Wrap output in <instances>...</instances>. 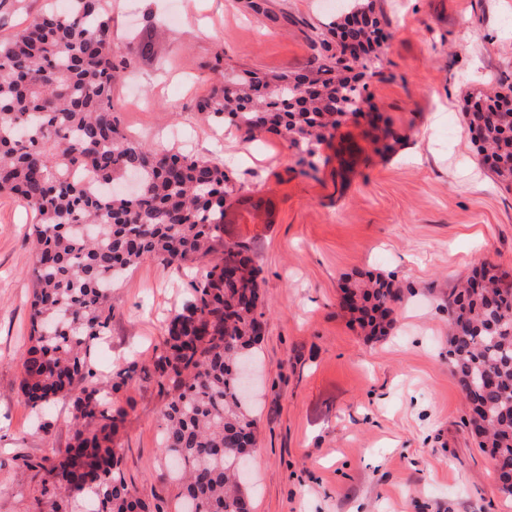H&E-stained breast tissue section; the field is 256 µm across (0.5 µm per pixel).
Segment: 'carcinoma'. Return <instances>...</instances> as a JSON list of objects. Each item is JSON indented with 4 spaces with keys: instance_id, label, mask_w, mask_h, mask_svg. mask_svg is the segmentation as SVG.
<instances>
[{
    "instance_id": "obj_1",
    "label": "carcinoma",
    "mask_w": 512,
    "mask_h": 512,
    "mask_svg": "<svg viewBox=\"0 0 512 512\" xmlns=\"http://www.w3.org/2000/svg\"><path fill=\"white\" fill-rule=\"evenodd\" d=\"M51 2L24 26L0 36V197L19 198L34 212L30 346L21 354L19 389L38 429L50 436L44 409L70 403L67 445L20 456L35 482L34 501L49 512H72L85 493L89 512H169L155 493L144 498L127 482L116 437L126 410L112 395L137 373L166 395L161 451L176 468L178 512H245V478L257 424L240 394L238 360L262 340L259 270L240 244L224 246L191 282L190 297L168 322L150 364L132 363L105 381L92 351L109 335L112 289L147 257L193 262L224 232V185L218 159L191 157L126 134L113 103L123 75L114 62L110 0ZM373 3L350 0L336 20L316 31L318 65L302 74L217 72L198 104L204 119L229 121L246 137L262 127L257 111L275 110L271 130L310 157L336 136L344 118L361 115L366 79L380 72L379 20L354 24ZM361 54L349 59L341 47ZM482 111L464 112L482 131L479 152L512 182V83L480 91ZM373 142L390 151L388 121L370 113ZM75 168L95 172L85 186ZM483 263L448 293V361L466 400L468 425L487 450L497 479L512 474V285ZM349 312L364 335L378 339L393 326L403 299L394 279L366 274L352 286Z\"/></svg>"
}]
</instances>
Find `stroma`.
Returning <instances> with one entry per match:
<instances>
[{"mask_svg": "<svg viewBox=\"0 0 512 512\" xmlns=\"http://www.w3.org/2000/svg\"><path fill=\"white\" fill-rule=\"evenodd\" d=\"M112 0L126 77L115 88L130 135L219 157L231 219L216 250L248 245L261 269L265 332L253 400V512H512L489 457L466 425L448 366L445 299L481 262L512 273V186L478 156L463 118L470 93L512 80V0H373L385 37L367 92L397 140L376 152L363 121L339 132L361 152L343 171L335 142L318 171L277 134L246 140L196 110L225 71L301 73L319 56L314 30L339 0ZM32 213L0 197V512H29L33 489L18 458L69 439L66 398L35 430L19 391L29 343ZM194 269L143 259L114 292L100 379L148 364L189 294ZM391 275L404 289L388 336L367 339L341 305L358 274ZM128 484L175 496L161 461L166 396L134 380L118 396Z\"/></svg>", "mask_w": 512, "mask_h": 512, "instance_id": "obj_1", "label": "stroma"}]
</instances>
